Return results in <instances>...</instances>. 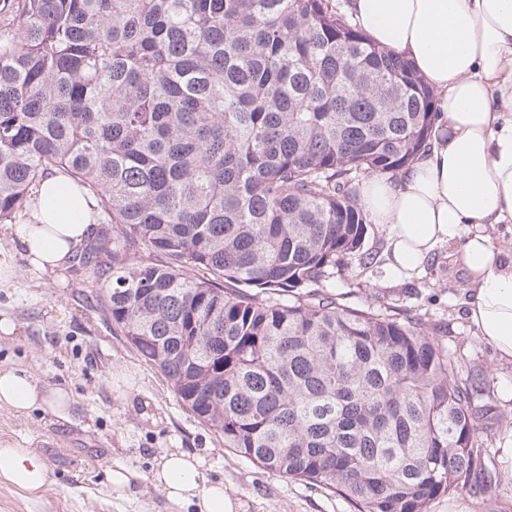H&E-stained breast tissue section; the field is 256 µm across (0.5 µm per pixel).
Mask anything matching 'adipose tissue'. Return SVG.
I'll return each mask as SVG.
<instances>
[{
    "label": "adipose tissue",
    "mask_w": 512,
    "mask_h": 512,
    "mask_svg": "<svg viewBox=\"0 0 512 512\" xmlns=\"http://www.w3.org/2000/svg\"><path fill=\"white\" fill-rule=\"evenodd\" d=\"M357 25L405 57L434 92L437 113L425 150L398 179L370 177L360 201L372 223L389 228L388 266L399 276L440 246L467 281L474 333L512 363V253L487 226L512 224V0H350ZM24 219L8 234L30 268L55 275L86 245L96 200L66 175L44 174ZM73 395L24 369L0 370V406L39 408L64 419ZM0 480L36 495L53 482L39 454L0 448ZM173 512H235L223 480L199 455L161 453L151 475Z\"/></svg>",
    "instance_id": "1"
}]
</instances>
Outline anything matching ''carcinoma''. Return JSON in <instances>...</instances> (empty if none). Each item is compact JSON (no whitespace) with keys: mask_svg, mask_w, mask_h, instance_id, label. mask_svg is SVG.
Here are the masks:
<instances>
[{"mask_svg":"<svg viewBox=\"0 0 512 512\" xmlns=\"http://www.w3.org/2000/svg\"><path fill=\"white\" fill-rule=\"evenodd\" d=\"M433 102L341 0H0V223L73 178L103 217L76 262L224 448L430 512L492 488L486 379L318 286L364 239L359 178L417 158Z\"/></svg>","mask_w":512,"mask_h":512,"instance_id":"1","label":"carcinoma"}]
</instances>
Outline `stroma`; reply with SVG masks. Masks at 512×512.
Wrapping results in <instances>:
<instances>
[{"label": "stroma", "mask_w": 512, "mask_h": 512, "mask_svg": "<svg viewBox=\"0 0 512 512\" xmlns=\"http://www.w3.org/2000/svg\"><path fill=\"white\" fill-rule=\"evenodd\" d=\"M387 226L368 224L359 251L346 257L328 282L344 305L387 310L421 321L450 351L461 375L481 374L495 407L482 437L492 490L436 498L430 512H448L454 501L469 512H512V469L500 448L512 441V364L497 359L475 336L463 305L466 279L455 272L447 247L436 250L412 276L394 277L386 265ZM0 318L16 326L0 338V369L21 367L48 385L69 388L70 418L60 422L41 411L19 416L0 407V445L40 452L53 483L32 496L0 481V512H166L150 480L155 459L166 448L203 457L213 476L235 491L238 512H357L332 491L285 479L225 449L222 440L185 409L160 372L143 361L113 329L98 301L91 275L70 267L65 282L30 269L0 232ZM126 373L125 395L111 390L115 373ZM122 465L139 475L135 497L115 500L105 489L108 468Z\"/></svg>", "instance_id": "1"}]
</instances>
